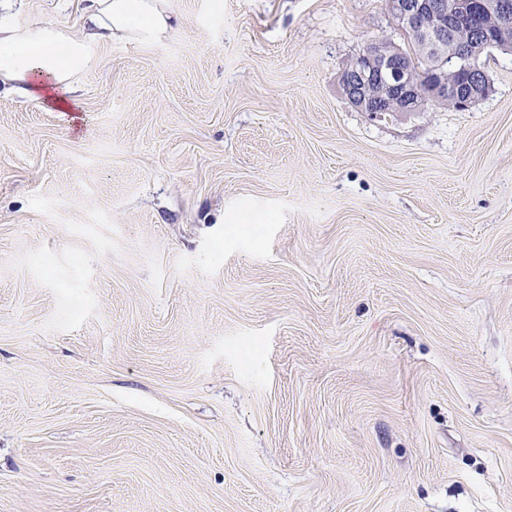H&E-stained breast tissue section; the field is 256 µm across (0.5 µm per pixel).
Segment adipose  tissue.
<instances>
[{"label": "adipose tissue", "instance_id": "ef3b65f1", "mask_svg": "<svg viewBox=\"0 0 512 512\" xmlns=\"http://www.w3.org/2000/svg\"><path fill=\"white\" fill-rule=\"evenodd\" d=\"M174 30L168 0H88L79 36L52 25L30 29L0 23V89L50 101L72 111L73 81L97 68L98 47L112 41L137 45L168 38Z\"/></svg>", "mask_w": 512, "mask_h": 512}]
</instances>
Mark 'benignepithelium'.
I'll return each mask as SVG.
<instances>
[{"label":"benign epithelium","mask_w":512,"mask_h":512,"mask_svg":"<svg viewBox=\"0 0 512 512\" xmlns=\"http://www.w3.org/2000/svg\"><path fill=\"white\" fill-rule=\"evenodd\" d=\"M475 0H388V9L398 26L411 34H419L434 43L446 39L450 23L460 14L469 13ZM490 8L497 17V36L484 29L476 32L471 53L487 40H498L512 31V0H494ZM431 82L421 89L409 80L406 69L396 52H384L374 46L367 47L342 72L340 85L346 99L358 111L374 119L386 112H411L415 105L428 100H446L457 106L475 101L476 89L485 85L486 74L471 68L466 87L448 84L447 71L441 65L431 69Z\"/></svg>","instance_id":"1"}]
</instances>
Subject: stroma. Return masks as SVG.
<instances>
[{
    "label": "stroma",
    "instance_id": "obj_1",
    "mask_svg": "<svg viewBox=\"0 0 512 512\" xmlns=\"http://www.w3.org/2000/svg\"><path fill=\"white\" fill-rule=\"evenodd\" d=\"M169 5L0 91V512H512V51L382 121L385 0Z\"/></svg>",
    "mask_w": 512,
    "mask_h": 512
}]
</instances>
